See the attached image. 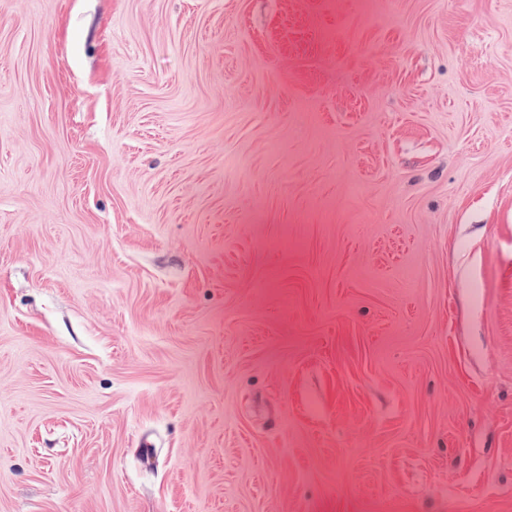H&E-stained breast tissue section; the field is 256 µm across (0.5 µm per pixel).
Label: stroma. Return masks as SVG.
I'll return each instance as SVG.
<instances>
[{"instance_id": "stroma-1", "label": "stroma", "mask_w": 512, "mask_h": 512, "mask_svg": "<svg viewBox=\"0 0 512 512\" xmlns=\"http://www.w3.org/2000/svg\"><path fill=\"white\" fill-rule=\"evenodd\" d=\"M0 512H512V0H0Z\"/></svg>"}]
</instances>
